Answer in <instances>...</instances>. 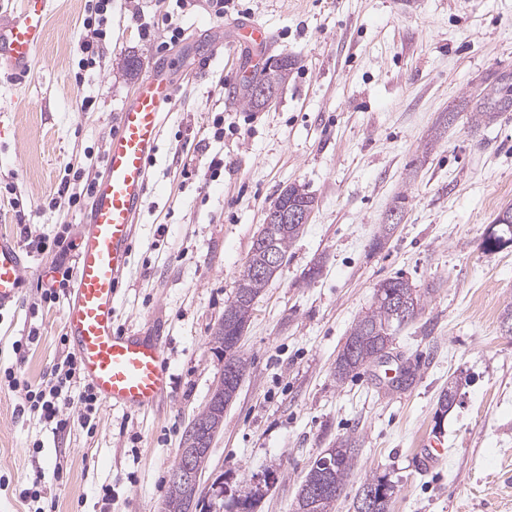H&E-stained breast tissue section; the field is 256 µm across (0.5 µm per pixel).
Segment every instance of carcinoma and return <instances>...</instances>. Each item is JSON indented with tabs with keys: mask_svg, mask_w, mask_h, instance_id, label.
<instances>
[{
	"mask_svg": "<svg viewBox=\"0 0 512 512\" xmlns=\"http://www.w3.org/2000/svg\"><path fill=\"white\" fill-rule=\"evenodd\" d=\"M296 65V60L282 56L274 62L266 63L262 73L256 79L243 83L234 94L239 96L242 105L259 108L265 102L259 99L257 90L261 86L281 88L288 75ZM508 103L512 105V72L502 70L495 73L480 92L472 98L468 122L475 126L490 125L502 116L492 105ZM274 205L286 207L305 206L311 210L318 208L315 196L302 185H289L280 190ZM493 232L483 240L484 250L493 253L502 247L504 242L512 243V205L500 209L492 221ZM304 231V225L295 224L283 229L277 224H270L267 233L281 254L286 256L289 246ZM272 278H260L246 273L240 274L233 300L225 308L230 320H220L212 332L211 343L215 350L229 354L238 377H243L247 369V359L233 348V338L239 326L247 323L253 311L255 299ZM387 288L377 289L375 301L363 316L354 324L352 331L336 359L335 375L343 380L361 366L372 363L384 356L391 344L394 332L402 324L415 318L422 310L421 296L412 288L408 281L395 277L385 281ZM195 425L206 430L219 431L224 425V406L210 405L199 412L193 419ZM355 440L347 437L338 445L329 449L328 456L334 459L328 472L316 476L322 484L323 491L316 496L304 494L298 489L294 512H334L337 500L346 486V480L353 468L356 449ZM376 487L383 489L380 502L375 512H389L393 487L384 476L367 479ZM161 512H232L224 499L199 505L191 499V492L180 483L169 482V491L161 505Z\"/></svg>",
	"mask_w": 512,
	"mask_h": 512,
	"instance_id": "cac0c4a2",
	"label": "carcinoma"
}]
</instances>
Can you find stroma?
Instances as JSON below:
<instances>
[{
    "label": "stroma",
    "mask_w": 512,
    "mask_h": 512,
    "mask_svg": "<svg viewBox=\"0 0 512 512\" xmlns=\"http://www.w3.org/2000/svg\"><path fill=\"white\" fill-rule=\"evenodd\" d=\"M84 7L55 0L33 71L0 75V234L61 233L75 244L83 211L49 206L64 170L103 157L138 85L121 61L138 57L149 71L168 25L181 27L169 51L180 61L177 100L163 114L115 317L122 330L163 337L173 385L145 412L100 408L91 433L18 417V393L0 389V512H27L24 492L38 468L45 512H159L182 434L224 367L212 329L265 211L291 184L318 207L255 301L239 347L249 366L205 479L223 478L231 494L262 486L254 512H294L312 463L349 436L358 454L335 512H353L375 475L394 486L390 512H512V335L502 330L512 246L482 249L496 213L512 203V112L479 127L462 112L487 76L512 71V0H235L221 19L189 0L168 21L155 0H112L109 39L82 72ZM253 17L271 32L270 53L237 48L195 74L185 47ZM284 55L297 64L276 98L240 106L232 90L245 70ZM87 97L94 105L85 112ZM453 109L457 119L444 124ZM218 114L224 172L213 181V153L198 143ZM400 197L405 221L373 249ZM315 265L319 275L307 279ZM392 277L425 296L386 356L415 367L413 385L386 390L378 362L336 379L352 326ZM39 296L30 279L19 306L0 313V365L15 364L12 342L39 328L20 364L32 384L66 352L67 300L30 315ZM450 386L457 400L444 413L438 398ZM430 442L448 454L427 470L415 449Z\"/></svg>",
    "instance_id": "stroma-1"
}]
</instances>
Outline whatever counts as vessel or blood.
<instances>
[{"label": "vessel or blood", "mask_w": 512, "mask_h": 512, "mask_svg": "<svg viewBox=\"0 0 512 512\" xmlns=\"http://www.w3.org/2000/svg\"><path fill=\"white\" fill-rule=\"evenodd\" d=\"M0 14V73L23 76L36 62L54 0H19ZM216 37L202 51L211 63L227 47H267L271 36L253 20L215 26ZM170 63L154 66L124 105L105 148L104 171L93 184L75 248L73 286L63 311L66 338L79 357L84 378L109 407L145 411L169 393V368L160 337L139 336L115 327L119 284L130 254L140 202L149 186L150 165L161 138L162 114L175 100ZM14 238L0 235V312L21 300L28 277L40 276Z\"/></svg>", "instance_id": "1"}]
</instances>
